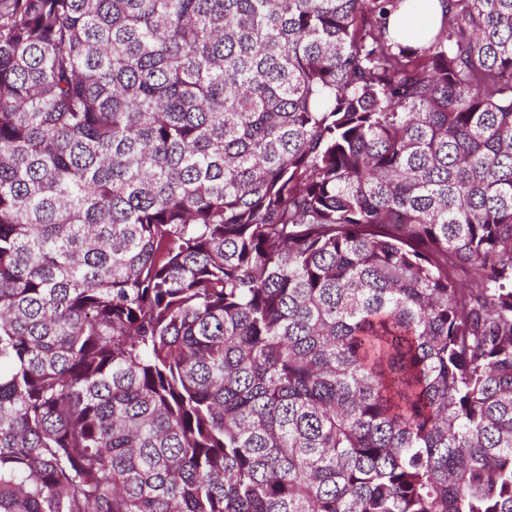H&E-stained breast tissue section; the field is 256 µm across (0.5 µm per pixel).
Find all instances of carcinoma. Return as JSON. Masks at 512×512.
Here are the masks:
<instances>
[{
  "mask_svg": "<svg viewBox=\"0 0 512 512\" xmlns=\"http://www.w3.org/2000/svg\"><path fill=\"white\" fill-rule=\"evenodd\" d=\"M412 3L0 0V512H512V0ZM414 9L403 11L389 20L390 30L398 32L406 43L420 44L424 32L431 26L439 25L442 16L440 0H416Z\"/></svg>",
  "mask_w": 512,
  "mask_h": 512,
  "instance_id": "cac0c4a2",
  "label": "carcinoma"
}]
</instances>
